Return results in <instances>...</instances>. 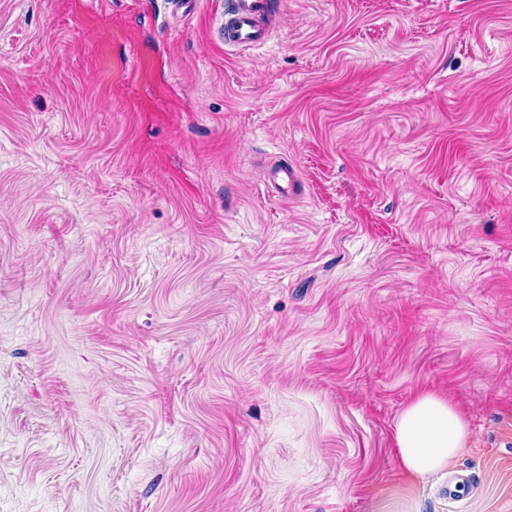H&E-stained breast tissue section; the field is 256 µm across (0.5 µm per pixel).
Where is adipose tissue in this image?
I'll list each match as a JSON object with an SVG mask.
<instances>
[{
	"label": "adipose tissue",
	"instance_id": "adipose-tissue-1",
	"mask_svg": "<svg viewBox=\"0 0 512 512\" xmlns=\"http://www.w3.org/2000/svg\"><path fill=\"white\" fill-rule=\"evenodd\" d=\"M468 437V424L447 398L419 395L401 414L396 429L400 465L420 479L451 467Z\"/></svg>",
	"mask_w": 512,
	"mask_h": 512
}]
</instances>
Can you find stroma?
I'll list each match as a JSON object with an SVG mask.
<instances>
[{"label":"stroma","instance_id":"obj_1","mask_svg":"<svg viewBox=\"0 0 512 512\" xmlns=\"http://www.w3.org/2000/svg\"><path fill=\"white\" fill-rule=\"evenodd\" d=\"M272 2L0 0V512H512V0ZM231 5V20L223 27L225 45L245 48L265 43L270 36L265 24L270 0H232ZM468 437V424L447 398L419 395L401 414L396 444L403 472L412 479L451 467Z\"/></svg>","mask_w":512,"mask_h":512}]
</instances>
